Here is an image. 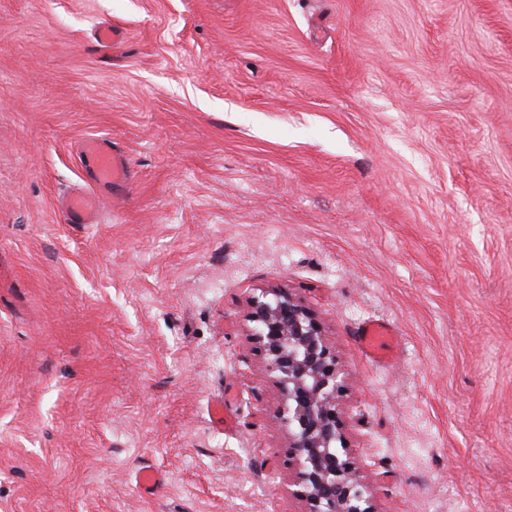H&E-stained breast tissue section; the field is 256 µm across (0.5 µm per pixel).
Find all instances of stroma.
<instances>
[{
  "instance_id": "stroma-1",
  "label": "stroma",
  "mask_w": 512,
  "mask_h": 512,
  "mask_svg": "<svg viewBox=\"0 0 512 512\" xmlns=\"http://www.w3.org/2000/svg\"><path fill=\"white\" fill-rule=\"evenodd\" d=\"M90 138L130 180L67 224ZM0 272V512H305L278 288L377 512H512V0H0ZM359 352L378 366H384L396 357L400 341L390 327L379 320L363 324L356 336Z\"/></svg>"
}]
</instances>
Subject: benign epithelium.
Returning a JSON list of instances; mask_svg holds the SVG:
<instances>
[{
    "label": "benign epithelium",
    "instance_id": "7a95c632",
    "mask_svg": "<svg viewBox=\"0 0 512 512\" xmlns=\"http://www.w3.org/2000/svg\"><path fill=\"white\" fill-rule=\"evenodd\" d=\"M248 304L253 339L265 352L267 374L281 390L306 512H376L366 475L344 443L340 362L315 317L282 290L265 291Z\"/></svg>",
    "mask_w": 512,
    "mask_h": 512
}]
</instances>
